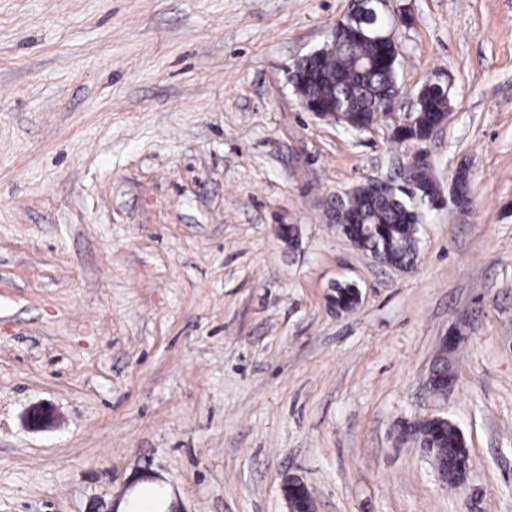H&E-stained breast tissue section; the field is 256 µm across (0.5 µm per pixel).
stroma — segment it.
Wrapping results in <instances>:
<instances>
[{"instance_id":"1","label":"stroma","mask_w":512,"mask_h":512,"mask_svg":"<svg viewBox=\"0 0 512 512\" xmlns=\"http://www.w3.org/2000/svg\"><path fill=\"white\" fill-rule=\"evenodd\" d=\"M348 3L0 0V512H288L289 476L317 512H512V0L388 4L400 84L452 82L433 175L472 172L409 271L327 208L411 148L288 83ZM431 415L458 487L400 437ZM424 418L428 419L414 424L418 419H420L418 418L408 424H413L411 426L418 429L425 421L433 419H448L447 417L442 416ZM423 430L424 437L427 438L426 444L429 445V447L422 449L433 459L435 464L434 466L436 467L439 475L441 474L440 477L442 476L444 479L448 478V484H456V482L449 478V476L462 472L465 469L467 470L470 462L472 461L470 448L467 446L463 433L450 420L443 422L429 421L423 426ZM434 448H436L435 452L438 453L439 458H446L448 463L447 469L443 467L442 462L436 457L437 454L436 456L433 455ZM466 470L462 474L458 475L457 481L463 480L470 468L467 471Z\"/></svg>"}]
</instances>
